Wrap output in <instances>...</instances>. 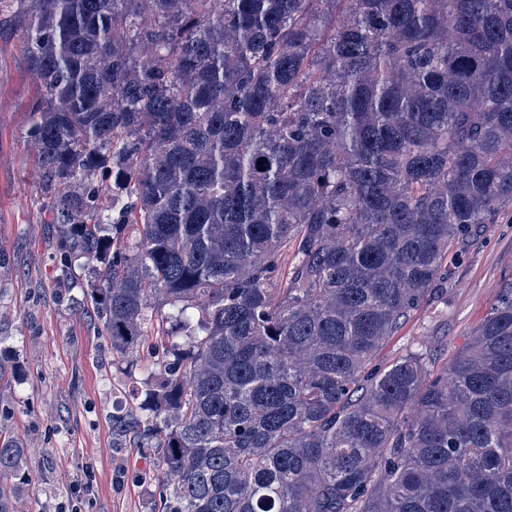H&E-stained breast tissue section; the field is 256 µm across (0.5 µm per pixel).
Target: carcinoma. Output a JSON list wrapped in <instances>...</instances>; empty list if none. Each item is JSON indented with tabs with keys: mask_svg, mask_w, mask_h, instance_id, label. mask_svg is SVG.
Returning <instances> with one entry per match:
<instances>
[{
	"mask_svg": "<svg viewBox=\"0 0 512 512\" xmlns=\"http://www.w3.org/2000/svg\"><path fill=\"white\" fill-rule=\"evenodd\" d=\"M5 32L62 282L94 263L113 352L164 337L112 414L162 512H512V288L442 366L374 364L512 207V0H0Z\"/></svg>",
	"mask_w": 512,
	"mask_h": 512,
	"instance_id": "1",
	"label": "carcinoma"
}]
</instances>
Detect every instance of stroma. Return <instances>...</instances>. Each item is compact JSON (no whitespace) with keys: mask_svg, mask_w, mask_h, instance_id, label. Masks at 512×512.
Masks as SVG:
<instances>
[{"mask_svg":"<svg viewBox=\"0 0 512 512\" xmlns=\"http://www.w3.org/2000/svg\"><path fill=\"white\" fill-rule=\"evenodd\" d=\"M39 91L16 37L0 38V354L16 371L0 379V436L20 439L30 481L21 512H154L156 449L112 444V414L138 408L133 390L150 365L113 354L81 288L64 289L41 173L27 136ZM512 286V221L485 225L456 275L421 303L378 351L384 365L430 339L447 361Z\"/></svg>","mask_w":512,"mask_h":512,"instance_id":"stroma-1","label":"stroma"}]
</instances>
